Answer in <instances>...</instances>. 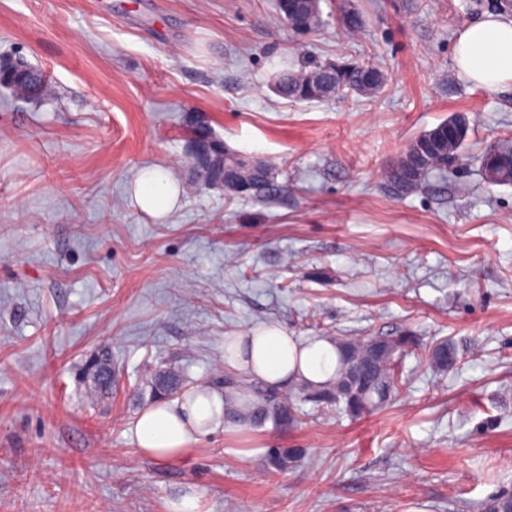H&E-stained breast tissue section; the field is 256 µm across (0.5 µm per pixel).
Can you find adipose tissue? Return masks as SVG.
<instances>
[{
  "mask_svg": "<svg viewBox=\"0 0 512 512\" xmlns=\"http://www.w3.org/2000/svg\"><path fill=\"white\" fill-rule=\"evenodd\" d=\"M453 60L475 86L494 90L512 84V20L490 14L460 29ZM178 193L176 180L162 168L142 169L135 179L138 205L156 217L171 210ZM336 364L331 338L304 341L278 324L231 337L224 346L225 367L280 388L321 385L333 377ZM225 425L223 391L199 382L177 396L158 398L138 414L134 428L142 455L169 462Z\"/></svg>",
  "mask_w": 512,
  "mask_h": 512,
  "instance_id": "obj_1",
  "label": "adipose tissue"
}]
</instances>
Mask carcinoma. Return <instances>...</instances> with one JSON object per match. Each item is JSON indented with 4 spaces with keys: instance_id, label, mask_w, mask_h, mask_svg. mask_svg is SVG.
<instances>
[{
    "instance_id": "obj_1",
    "label": "carcinoma",
    "mask_w": 512,
    "mask_h": 512,
    "mask_svg": "<svg viewBox=\"0 0 512 512\" xmlns=\"http://www.w3.org/2000/svg\"><path fill=\"white\" fill-rule=\"evenodd\" d=\"M276 20L297 35L318 31L324 24L321 0H276ZM336 23L349 33L358 32L364 25L361 14L354 8H343L336 14ZM381 70L364 66L353 60L336 59L317 61L306 70L282 69L271 84L278 96L294 102L331 100L339 95L356 93L374 95L385 85ZM0 85L12 90L21 99L41 98L52 93L46 79L33 84L17 83L0 76ZM469 131L468 120L454 115L430 130L418 135L401 158L386 170V180L399 194L405 195L421 187L431 176H445L459 160ZM481 170L485 182L493 185H512V138H503L490 145L481 156ZM244 173L252 180V197H263L274 191L275 176L268 165L252 163ZM339 358L336 379L330 384L309 389L299 386V397L285 392L270 394L251 385L253 399L248 413H240L235 394L243 383L229 378L227 390L228 419L232 423L245 422L261 426L267 422L276 427H286L298 419L295 400L310 401L319 408L342 410L351 417H361L389 404L399 391L401 365L405 353L416 347L415 337L363 336L338 338ZM458 348L453 343L440 342L423 351L422 359L431 367L451 371L457 363ZM110 366L108 359H95L89 368L91 397L103 396L112 391V384L94 375ZM181 385L180 376L163 370L151 380V392L158 396L174 393ZM302 456L299 448H270L268 465L275 471L288 470ZM483 512H512V491H499L491 495L482 506Z\"/></svg>"
}]
</instances>
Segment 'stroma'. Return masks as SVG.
I'll return each instance as SVG.
<instances>
[{"instance_id":"stroma-1","label":"stroma","mask_w":512,"mask_h":512,"mask_svg":"<svg viewBox=\"0 0 512 512\" xmlns=\"http://www.w3.org/2000/svg\"><path fill=\"white\" fill-rule=\"evenodd\" d=\"M297 39L274 0H0V60L42 70L56 95L0 87V512H481L512 490V186L479 157L512 137V86L470 83L453 42L512 0H336ZM381 69L373 96L294 103L284 60ZM469 121L447 177L400 196L381 173L452 114ZM277 171L263 199L198 187L186 125ZM171 171L170 213L137 205L140 169ZM409 334L460 350L440 374L403 360L396 402L369 415L301 403L294 424L228 427L159 463L134 422L150 377L224 384V339ZM107 351L115 383L87 398ZM270 448L304 449L285 472Z\"/></svg>"}]
</instances>
